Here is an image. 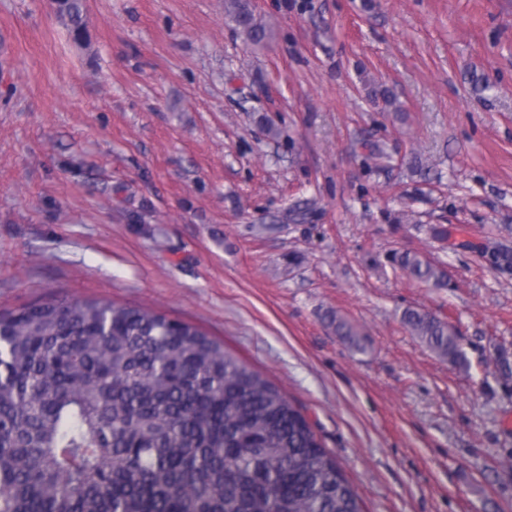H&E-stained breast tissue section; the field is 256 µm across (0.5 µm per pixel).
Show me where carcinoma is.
Here are the masks:
<instances>
[{"label":"carcinoma","mask_w":512,"mask_h":512,"mask_svg":"<svg viewBox=\"0 0 512 512\" xmlns=\"http://www.w3.org/2000/svg\"><path fill=\"white\" fill-rule=\"evenodd\" d=\"M75 38L83 0H58ZM244 37L267 28L227 0ZM512 270V249L486 255ZM391 261L448 286L418 252ZM404 325L453 365L456 329L407 309ZM357 351L359 333L336 319ZM0 512H363L335 454L284 392L198 327L94 298L0 313Z\"/></svg>","instance_id":"cac0c4a2"}]
</instances>
